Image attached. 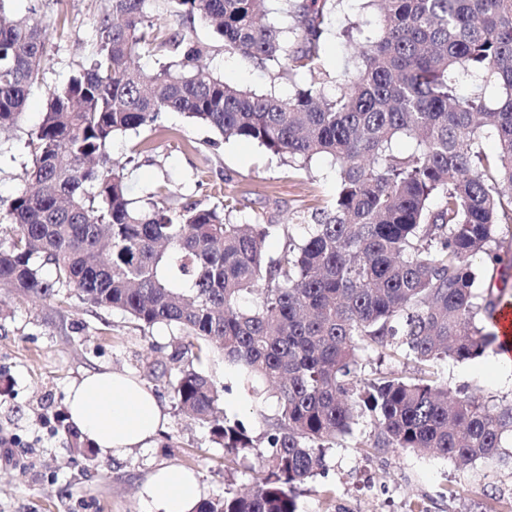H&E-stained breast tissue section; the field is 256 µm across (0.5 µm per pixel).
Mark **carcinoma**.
<instances>
[{"label":"carcinoma","instance_id":"1","mask_svg":"<svg viewBox=\"0 0 512 512\" xmlns=\"http://www.w3.org/2000/svg\"><path fill=\"white\" fill-rule=\"evenodd\" d=\"M0 0V130L17 124L44 81L50 24L12 14ZM170 12L209 25L224 52L274 62L296 86L283 98L241 89L213 73L207 48L146 19V0H107L87 63L55 87L27 133L30 185L11 199L0 229V290L32 301L73 289L87 305L118 310L144 327L184 333L177 356L197 366L173 384L179 409L210 428L231 462L261 468L246 493L202 501L195 512H298L296 490L325 469L332 442L361 418L375 451L437 454L457 463L495 459L512 436V402L489 406L454 395L436 371L446 358L483 356L496 335L505 289L495 279L512 224V0H368L379 29L343 32L359 45L335 93L298 75L320 69L325 16L342 0H292L294 26L269 18L270 0H164ZM144 48L170 61L153 74L132 67ZM482 92L465 95L461 80ZM496 89L492 97L483 89ZM179 112L224 139L258 143L295 163L336 161L333 202L298 215L302 235L266 251L280 225L234 220L240 201L166 205L159 187L132 206L112 167L114 136ZM498 153L485 154L484 131ZM406 138L407 153L395 149ZM482 257L483 269L473 266ZM246 294L255 296L241 307ZM223 351L236 385L256 403L276 389L277 412L259 428L230 421L227 387L202 365ZM407 358L409 372L363 373V358ZM73 452L93 449L68 423Z\"/></svg>","mask_w":512,"mask_h":512}]
</instances>
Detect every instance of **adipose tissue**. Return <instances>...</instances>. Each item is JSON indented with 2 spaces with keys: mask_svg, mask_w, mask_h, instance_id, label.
<instances>
[{
  "mask_svg": "<svg viewBox=\"0 0 512 512\" xmlns=\"http://www.w3.org/2000/svg\"><path fill=\"white\" fill-rule=\"evenodd\" d=\"M66 406L70 423L103 457L149 447L166 422L152 391L112 371L91 372L73 383ZM142 497L147 512H195L204 489L192 472L167 466L149 477Z\"/></svg>",
  "mask_w": 512,
  "mask_h": 512,
  "instance_id": "1",
  "label": "adipose tissue"
}]
</instances>
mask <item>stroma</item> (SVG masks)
<instances>
[{
  "label": "stroma",
  "mask_w": 512,
  "mask_h": 512,
  "mask_svg": "<svg viewBox=\"0 0 512 512\" xmlns=\"http://www.w3.org/2000/svg\"><path fill=\"white\" fill-rule=\"evenodd\" d=\"M105 0H14L13 10L35 8L48 21L64 18L65 36H51L45 81L34 89L17 130L0 136L8 156L0 158V217L23 186L31 156L27 133L38 125L54 87L84 62L91 34ZM146 14L155 25L182 30L208 46L216 74L226 83L257 93L285 96L292 88L274 64H258L224 51L208 27L180 21L164 0H148ZM379 18L363 0H343L328 13L322 63L329 73L352 66L354 48L341 32L353 23L374 29ZM162 129L115 136L111 161L122 167L128 197L146 205L149 194L168 184V204L180 208L198 202L217 206L223 193L242 202L238 220L283 225L284 234L269 239L278 253L285 234H297L298 211L323 206L336 194V164L318 156L307 168L280 159L258 143L224 140L209 127L169 112ZM210 182L197 183L198 171ZM9 312L0 319V380L10 391L0 396V512H145L139 491L161 466H180L197 474L206 498L225 490L249 487L259 462L250 457L226 467L223 449L208 428L179 410L172 384L191 355L173 359L182 343L177 328L159 323L150 328L119 311L90 307L76 291L64 301L33 302L0 293ZM206 374L225 386L223 408L232 420L253 422L256 409L247 394L233 388V370L219 350H212ZM110 370L135 377L161 401L166 422L153 443L109 460L71 453L58 418L66 411L68 386L86 373ZM438 373L451 390H461L493 405L512 400V367L495 364L493 352L464 362L440 361ZM372 430L359 422L352 435L338 439L327 455L324 474L298 490L299 512H485L490 495L501 498L498 512H512V470L494 461L461 465L453 460L413 452H376L357 447Z\"/></svg>",
  "instance_id": "stroma-1"
}]
</instances>
